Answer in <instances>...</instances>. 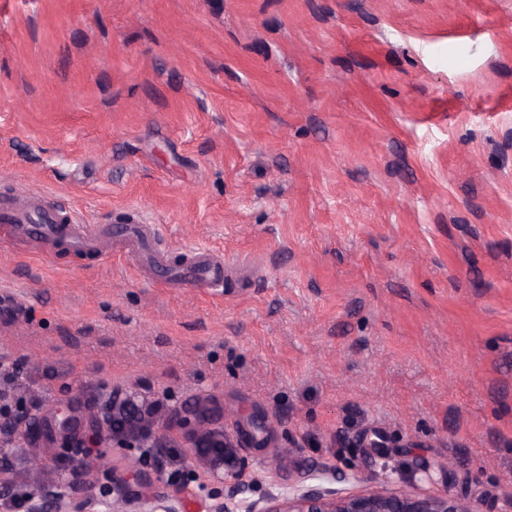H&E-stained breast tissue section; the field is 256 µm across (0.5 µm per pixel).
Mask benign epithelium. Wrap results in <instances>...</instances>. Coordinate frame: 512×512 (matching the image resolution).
I'll return each mask as SVG.
<instances>
[{
    "instance_id": "obj_1",
    "label": "benign epithelium",
    "mask_w": 512,
    "mask_h": 512,
    "mask_svg": "<svg viewBox=\"0 0 512 512\" xmlns=\"http://www.w3.org/2000/svg\"><path fill=\"white\" fill-rule=\"evenodd\" d=\"M128 407L130 401L124 393L113 390L110 400L100 407L96 428L106 429L110 438L120 442L134 439L139 448L162 447L161 434L152 420L143 421L138 432L116 430L118 411ZM39 421L36 414L12 410L0 403V452L17 445L35 446L44 438ZM237 448L239 444L226 441L222 430L202 427L197 431L187 469L193 476L201 473L206 477L196 491L203 503L202 512H478L465 494L450 492L446 487L429 494L387 488L347 491L337 487L343 479L330 466L310 471L276 492L251 499L244 496L246 479L260 480L265 474L264 466L246 473L236 465ZM105 462L106 455L100 452L77 469L55 473L49 484H36L24 499L26 512H183V488L159 487L161 476H151L136 463L129 466L127 473L101 485L97 493L75 495L72 488L92 481ZM397 472L391 456L380 453L375 478L382 484H392ZM214 482L226 485L228 490L212 486Z\"/></svg>"
}]
</instances>
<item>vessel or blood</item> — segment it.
I'll use <instances>...</instances> for the list:
<instances>
[{
    "label": "vessel or blood",
    "instance_id": "vessel-or-blood-1",
    "mask_svg": "<svg viewBox=\"0 0 512 512\" xmlns=\"http://www.w3.org/2000/svg\"><path fill=\"white\" fill-rule=\"evenodd\" d=\"M111 236L136 245L151 241L145 224H124L109 227ZM64 240L77 253L109 256L110 250L88 224L79 221L74 209L61 201H46L45 197L28 191L0 197V241L30 240L38 243ZM171 278L213 293L224 290V258L209 249L195 251L190 263L170 269Z\"/></svg>",
    "mask_w": 512,
    "mask_h": 512
}]
</instances>
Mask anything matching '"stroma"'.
<instances>
[{
    "mask_svg": "<svg viewBox=\"0 0 512 512\" xmlns=\"http://www.w3.org/2000/svg\"><path fill=\"white\" fill-rule=\"evenodd\" d=\"M30 187L258 272L216 296L135 253L0 245L13 406L84 436L115 388L202 407L283 485L369 472L379 433L403 476L512 499V0H0V196ZM193 430L111 446L90 492L142 458L199 512ZM38 457L82 451L0 469Z\"/></svg>",
    "mask_w": 512,
    "mask_h": 512,
    "instance_id": "obj_1",
    "label": "stroma"
}]
</instances>
